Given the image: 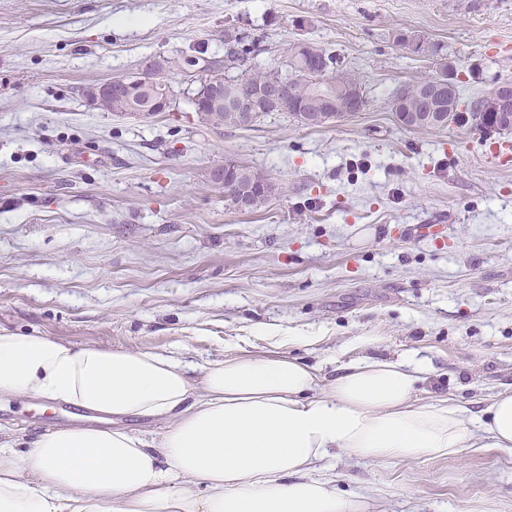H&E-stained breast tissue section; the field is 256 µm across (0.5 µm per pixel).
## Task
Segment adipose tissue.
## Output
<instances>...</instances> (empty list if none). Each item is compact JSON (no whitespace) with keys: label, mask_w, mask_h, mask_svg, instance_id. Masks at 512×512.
Masks as SVG:
<instances>
[{"label":"adipose tissue","mask_w":512,"mask_h":512,"mask_svg":"<svg viewBox=\"0 0 512 512\" xmlns=\"http://www.w3.org/2000/svg\"><path fill=\"white\" fill-rule=\"evenodd\" d=\"M430 365L358 358L336 377L279 344L194 363L173 352L78 346L0 330V397L111 417L25 451L0 440V512H366L320 472L332 452L373 459L512 449V392L479 412L420 403ZM161 421L153 441L122 427Z\"/></svg>","instance_id":"1"}]
</instances>
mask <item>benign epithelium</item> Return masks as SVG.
<instances>
[{"instance_id":"benign-epithelium-1","label":"benign epithelium","mask_w":512,"mask_h":512,"mask_svg":"<svg viewBox=\"0 0 512 512\" xmlns=\"http://www.w3.org/2000/svg\"><path fill=\"white\" fill-rule=\"evenodd\" d=\"M342 95L349 102V111L357 112L363 108L365 100L361 86L354 80L349 79L342 89ZM439 95L448 96L450 111L457 112L459 109L458 84L452 78L437 79L426 87V99L430 100ZM92 103L102 107L110 102L112 97V81H105L88 91ZM282 100L279 95L269 89L265 92L252 96L238 98L233 106L231 119L239 127H248L255 122L256 113L265 111H277L281 107ZM393 111L399 113V122L408 128L425 122L429 118L427 112H410L406 109L405 99L396 98L390 103ZM496 111L498 123L487 124L484 133H504L512 131V83L505 82L495 86L488 94L476 98L464 106L463 111L466 122L470 125L480 124L484 109ZM298 122L308 128H316L335 120V116L327 115L317 110H308L297 113ZM237 177L236 164L231 161L224 162V165L214 168L211 171V180L216 184L225 182ZM269 186L261 179H252L238 187L235 205L240 210H250L259 206L269 196Z\"/></svg>"}]
</instances>
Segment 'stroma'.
Wrapping results in <instances>:
<instances>
[{"mask_svg":"<svg viewBox=\"0 0 512 512\" xmlns=\"http://www.w3.org/2000/svg\"><path fill=\"white\" fill-rule=\"evenodd\" d=\"M229 28L269 70L287 72L302 40L335 55L366 107L313 129L285 112L216 128L184 69L149 117L86 96L154 56L223 51ZM399 30L439 54L401 49ZM443 73L466 103L512 82V0H0V328L199 362L284 336L329 376L416 352L433 368L419 400L479 409L512 389V169L466 125L397 122L392 93ZM228 158L277 194L235 208L210 179ZM76 422L38 399L0 403V435L24 445ZM325 476L368 512H512V450L343 452Z\"/></svg>","mask_w":512,"mask_h":512,"instance_id":"obj_1","label":"stroma"}]
</instances>
